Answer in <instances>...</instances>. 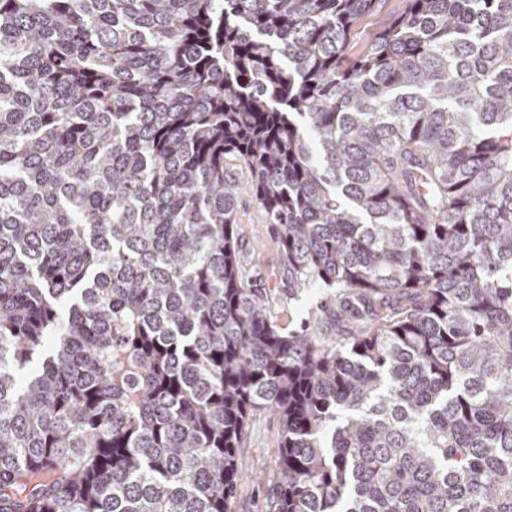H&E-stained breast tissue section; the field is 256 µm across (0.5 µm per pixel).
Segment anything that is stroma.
Returning <instances> with one entry per match:
<instances>
[{
	"label": "stroma",
	"instance_id": "stroma-1",
	"mask_svg": "<svg viewBox=\"0 0 512 512\" xmlns=\"http://www.w3.org/2000/svg\"><path fill=\"white\" fill-rule=\"evenodd\" d=\"M225 167L240 185L236 201L237 250L248 285L254 288L263 309L285 334L301 330L316 320L325 330H333L336 291L332 288H300L288 275V266L275 242L273 225L247 186L251 175L236 158H227ZM279 455V424L265 411L249 422L239 473L235 512H267L273 492Z\"/></svg>",
	"mask_w": 512,
	"mask_h": 512
}]
</instances>
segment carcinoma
<instances>
[{"label": "carcinoma", "mask_w": 512, "mask_h": 512, "mask_svg": "<svg viewBox=\"0 0 512 512\" xmlns=\"http://www.w3.org/2000/svg\"><path fill=\"white\" fill-rule=\"evenodd\" d=\"M0 0V512H512V0ZM232 155L342 339L240 268ZM404 4L403 0H387L377 15L363 18L356 25L352 36L353 54L360 52L367 45L376 31L389 17L400 13L404 8ZM279 455V424L266 411H257L249 422L238 474V496L235 512H267V504L276 480ZM255 467L264 470L257 477Z\"/></svg>", "instance_id": "carcinoma-1"}]
</instances>
